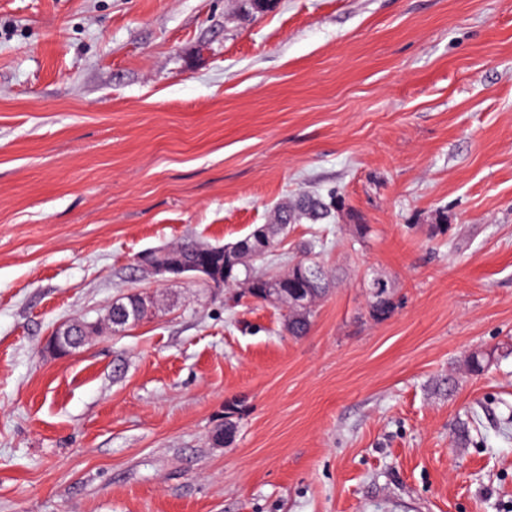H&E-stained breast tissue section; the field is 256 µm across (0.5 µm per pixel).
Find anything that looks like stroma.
Returning a JSON list of instances; mask_svg holds the SVG:
<instances>
[{
    "instance_id": "stroma-1",
    "label": "stroma",
    "mask_w": 512,
    "mask_h": 512,
    "mask_svg": "<svg viewBox=\"0 0 512 512\" xmlns=\"http://www.w3.org/2000/svg\"><path fill=\"white\" fill-rule=\"evenodd\" d=\"M304 190L306 335L137 265ZM0 512H512V0H0ZM316 247H319L321 252L323 244L320 240L307 241L301 244L300 250L303 253V257L298 259V262L289 266L288 272L286 273L288 277H293L296 273L303 272L300 268L301 264H311L317 270V274L314 277L310 276L311 279L309 281V289L313 296L314 304L309 308H298L292 311L289 310V312L287 308L284 315V326L288 331V335L291 336H303L307 333L316 313V309L314 307L326 292L327 273L324 266L321 265L320 262L308 257L315 251ZM84 325V321H73L70 323L60 324L50 336L47 349L56 354L71 353L79 346L75 340H72V332L75 328H80ZM52 339V341H51Z\"/></svg>"
}]
</instances>
